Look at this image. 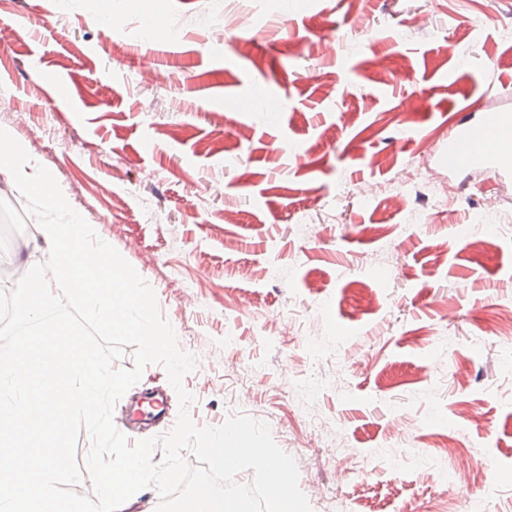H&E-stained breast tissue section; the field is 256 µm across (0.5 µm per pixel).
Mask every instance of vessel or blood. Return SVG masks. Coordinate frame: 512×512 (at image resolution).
Masks as SVG:
<instances>
[{
    "instance_id": "1",
    "label": "vessel or blood",
    "mask_w": 512,
    "mask_h": 512,
    "mask_svg": "<svg viewBox=\"0 0 512 512\" xmlns=\"http://www.w3.org/2000/svg\"><path fill=\"white\" fill-rule=\"evenodd\" d=\"M436 154L448 174L480 170L503 183L512 181V111L481 113L478 120H459Z\"/></svg>"
}]
</instances>
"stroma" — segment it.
I'll return each mask as SVG.
<instances>
[{"label": "stroma", "mask_w": 512, "mask_h": 512, "mask_svg": "<svg viewBox=\"0 0 512 512\" xmlns=\"http://www.w3.org/2000/svg\"><path fill=\"white\" fill-rule=\"evenodd\" d=\"M245 2L254 28L214 44L224 0H129L109 28L93 0H0V128L153 288L196 357L194 424L266 422L312 512L331 496L346 512H512V344L488 331L512 305V183L448 176L431 154L461 109L512 91V0ZM145 18L170 81L141 77ZM256 80L277 127L232 109ZM421 166L443 193L395 205ZM154 391L164 411L127 423ZM178 414L151 364L113 422L133 445ZM321 423L386 464L354 479ZM438 434L461 441L447 469H478L484 490L433 476Z\"/></svg>", "instance_id": "1"}]
</instances>
